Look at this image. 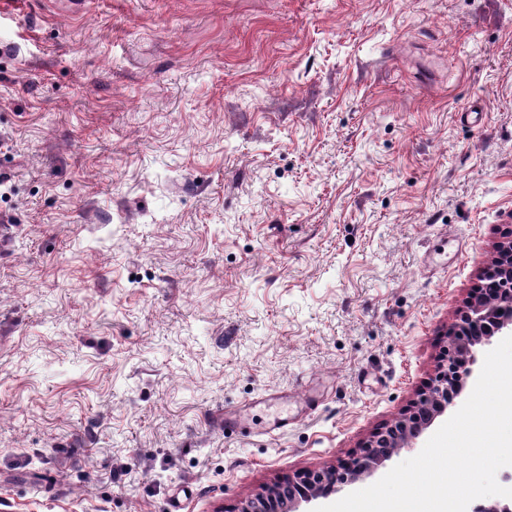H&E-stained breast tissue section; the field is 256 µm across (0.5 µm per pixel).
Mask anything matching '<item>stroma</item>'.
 <instances>
[{"label": "stroma", "mask_w": 512, "mask_h": 512, "mask_svg": "<svg viewBox=\"0 0 512 512\" xmlns=\"http://www.w3.org/2000/svg\"><path fill=\"white\" fill-rule=\"evenodd\" d=\"M0 174V512L229 510L434 377L512 233V0H0Z\"/></svg>", "instance_id": "35a3bbf8"}]
</instances>
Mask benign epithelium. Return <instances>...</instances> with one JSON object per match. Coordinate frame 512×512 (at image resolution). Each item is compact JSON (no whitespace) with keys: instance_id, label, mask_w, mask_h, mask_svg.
I'll return each mask as SVG.
<instances>
[{"instance_id":"7a95c632","label":"benign epithelium","mask_w":512,"mask_h":512,"mask_svg":"<svg viewBox=\"0 0 512 512\" xmlns=\"http://www.w3.org/2000/svg\"><path fill=\"white\" fill-rule=\"evenodd\" d=\"M485 274L512 282V240L497 246ZM504 332L512 334V289L490 290L469 300L466 309L448 325V346L432 384L409 409L369 437L353 465H330L296 474L240 501L232 512H299L301 504L326 499L342 486L372 473L456 404L472 375L475 347ZM469 512H512V498L476 501Z\"/></svg>"}]
</instances>
